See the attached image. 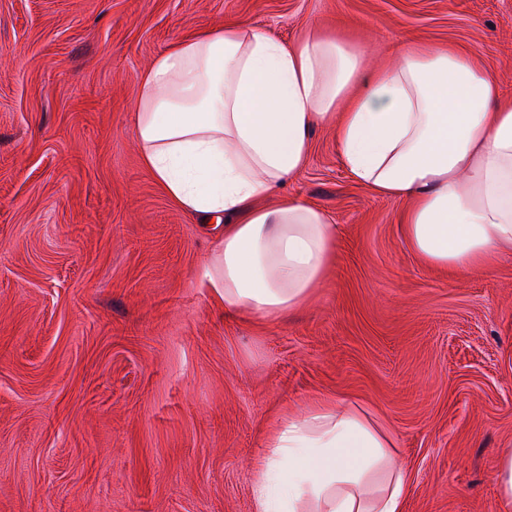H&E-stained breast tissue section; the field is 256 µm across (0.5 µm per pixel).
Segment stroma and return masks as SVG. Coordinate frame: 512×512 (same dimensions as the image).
Listing matches in <instances>:
<instances>
[{"mask_svg": "<svg viewBox=\"0 0 512 512\" xmlns=\"http://www.w3.org/2000/svg\"><path fill=\"white\" fill-rule=\"evenodd\" d=\"M240 20L370 70L465 49L512 103V0H0V512H253L266 437L336 401L392 438L404 512H504L512 254L424 264L319 126L282 189L336 226L319 288L276 318L206 288L217 230L143 164L134 103L171 42ZM500 500L511 509L512 506V448H504L498 457Z\"/></svg>", "mask_w": 512, "mask_h": 512, "instance_id": "35a3bbf8", "label": "stroma"}]
</instances>
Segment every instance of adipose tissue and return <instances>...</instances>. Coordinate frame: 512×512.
Returning <instances> with one entry per match:
<instances>
[{
	"instance_id": "obj_1",
	"label": "adipose tissue",
	"mask_w": 512,
	"mask_h": 512,
	"mask_svg": "<svg viewBox=\"0 0 512 512\" xmlns=\"http://www.w3.org/2000/svg\"><path fill=\"white\" fill-rule=\"evenodd\" d=\"M138 83L144 165L180 209L224 226L204 277L227 311L279 316L320 283L331 216L260 200L302 170L322 125L354 180L407 202L405 236L424 263L466 272L512 252V107L468 51L412 47L369 72L334 36L289 45L240 21L172 43ZM265 446L254 512L404 510L409 478L357 406L285 418Z\"/></svg>"
}]
</instances>
